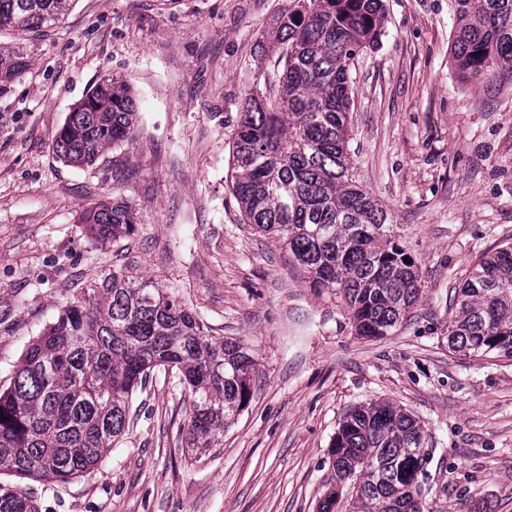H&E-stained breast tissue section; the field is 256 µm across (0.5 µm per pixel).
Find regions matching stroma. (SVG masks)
<instances>
[{
    "instance_id": "35a3bbf8",
    "label": "stroma",
    "mask_w": 512,
    "mask_h": 512,
    "mask_svg": "<svg viewBox=\"0 0 512 512\" xmlns=\"http://www.w3.org/2000/svg\"><path fill=\"white\" fill-rule=\"evenodd\" d=\"M286 3L71 0L38 39L0 30L28 50L0 92V382L62 306L128 270L255 359L248 408L198 459L182 431L188 392L152 372L98 468L23 481L43 512H317L331 438L376 399L424 428V512H512V361L448 351L456 288L512 244V77L458 80L452 0H385L379 43L352 71L350 175L388 209L421 294L407 321L365 339L341 298L243 222L226 180L244 100L279 71L260 45ZM112 77L136 99L131 140L66 165L58 129ZM103 201L132 212L134 235L90 237L80 215Z\"/></svg>"
}]
</instances>
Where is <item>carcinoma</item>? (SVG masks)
<instances>
[{"instance_id":"carcinoma-1","label":"carcinoma","mask_w":512,"mask_h":512,"mask_svg":"<svg viewBox=\"0 0 512 512\" xmlns=\"http://www.w3.org/2000/svg\"><path fill=\"white\" fill-rule=\"evenodd\" d=\"M71 0H0V30L39 32ZM454 72L464 82L512 75V0H454ZM383 0H288L275 22L283 76L249 94L232 142L231 186L245 223L288 249L310 286L338 295L356 332L388 336L418 302L415 260L388 210L349 178L351 69L381 36ZM27 67V50L0 45V91ZM137 107L121 78L95 85L59 129L58 157L74 166L131 139ZM98 242L135 231L120 203L83 211ZM448 351L512 360V246L483 254L455 288ZM247 345L211 334L152 279L114 272L63 306L26 345L0 389V475L68 482L93 470L128 428L133 392L174 369L191 396L187 445L210 451L252 397ZM423 426L386 402L353 407L331 440L336 482L352 488L349 512H423ZM0 483V512H39Z\"/></svg>"}]
</instances>
